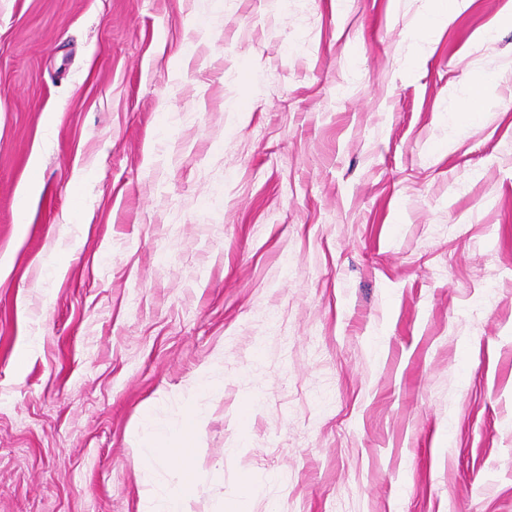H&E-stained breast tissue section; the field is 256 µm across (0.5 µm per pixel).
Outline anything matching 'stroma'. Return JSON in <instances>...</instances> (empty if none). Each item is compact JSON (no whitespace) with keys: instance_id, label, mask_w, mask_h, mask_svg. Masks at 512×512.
Returning a JSON list of instances; mask_svg holds the SVG:
<instances>
[{"instance_id":"35a3bbf8","label":"stroma","mask_w":512,"mask_h":512,"mask_svg":"<svg viewBox=\"0 0 512 512\" xmlns=\"http://www.w3.org/2000/svg\"><path fill=\"white\" fill-rule=\"evenodd\" d=\"M430 9L0 0V512H139L148 408L191 512H512V0ZM471 0H435L441 7L429 13L427 26L430 28H443L448 26L457 16L463 13ZM139 429L152 442L151 453L161 460L172 459L173 448L169 447L170 428L156 419L150 409L146 410L140 422Z\"/></svg>"}]
</instances>
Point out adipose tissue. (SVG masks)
<instances>
[{"label":"adipose tissue","instance_id":"1","mask_svg":"<svg viewBox=\"0 0 512 512\" xmlns=\"http://www.w3.org/2000/svg\"><path fill=\"white\" fill-rule=\"evenodd\" d=\"M139 429L151 440V453L154 457L161 460L178 459L186 472L185 478L177 487L162 486L151 490L144 500L141 512H189L188 503L196 491L195 478L189 473L193 452L174 455L169 446L170 429L156 419L152 411H145L139 422Z\"/></svg>","mask_w":512,"mask_h":512}]
</instances>
